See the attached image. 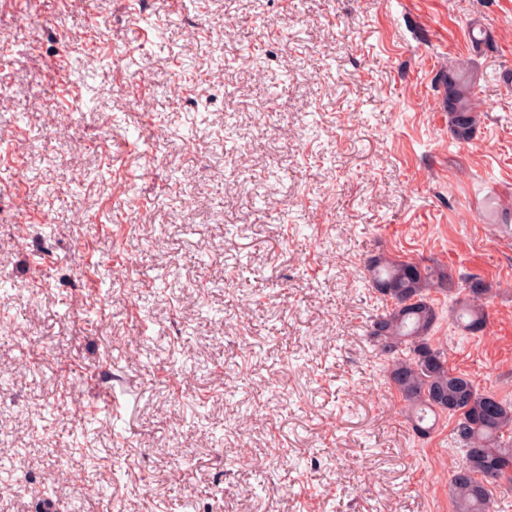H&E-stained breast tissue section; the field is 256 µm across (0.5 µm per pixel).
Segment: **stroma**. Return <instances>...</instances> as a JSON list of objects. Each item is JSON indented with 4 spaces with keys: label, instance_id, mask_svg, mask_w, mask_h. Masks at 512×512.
<instances>
[{
    "label": "stroma",
    "instance_id": "stroma-1",
    "mask_svg": "<svg viewBox=\"0 0 512 512\" xmlns=\"http://www.w3.org/2000/svg\"><path fill=\"white\" fill-rule=\"evenodd\" d=\"M0 85V512H452L366 263L480 277L512 405V0H0ZM448 103V129L458 142L473 139L479 122L474 103L476 86L474 73L467 62H458L448 70L446 80Z\"/></svg>",
    "mask_w": 512,
    "mask_h": 512
}]
</instances>
